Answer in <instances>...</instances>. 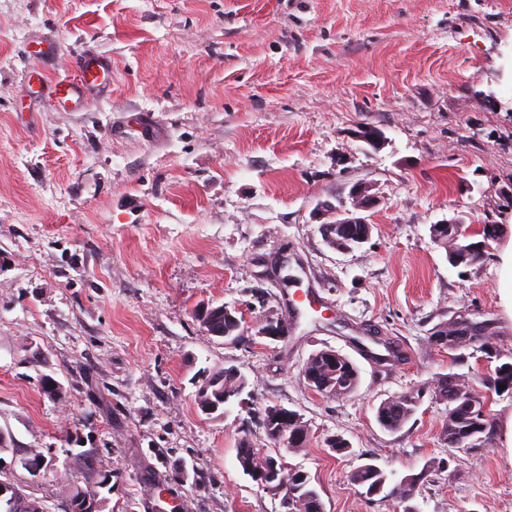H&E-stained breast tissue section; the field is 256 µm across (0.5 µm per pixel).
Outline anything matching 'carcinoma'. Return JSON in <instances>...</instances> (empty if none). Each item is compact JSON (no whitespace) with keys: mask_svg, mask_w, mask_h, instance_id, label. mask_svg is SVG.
Returning a JSON list of instances; mask_svg holds the SVG:
<instances>
[{"mask_svg":"<svg viewBox=\"0 0 512 512\" xmlns=\"http://www.w3.org/2000/svg\"><path fill=\"white\" fill-rule=\"evenodd\" d=\"M321 231L326 243L339 252L353 250L357 247L358 238L370 234L371 228L361 224H323ZM430 232L434 242L447 249L451 265L468 267L483 261L488 241L498 236L499 228L495 224L484 225L482 239L477 242L459 224H433ZM201 324L208 331L226 328L236 333V336H241L240 321L227 319L220 305L206 309ZM496 338L494 319H468L461 315L438 324L430 332V344L441 351H448L456 363L467 361L465 350L469 348L481 352L486 359L499 361L494 372L483 377L482 384L486 391L477 393L479 400L476 405L463 401L450 404L444 430L450 448L470 451L488 446L492 439V420L490 415H482L486 395L499 393L501 384L505 385V390L512 392V362L501 360L502 354L496 345ZM304 372L309 387L319 393L324 391L334 396L352 392L359 382V372L353 362L340 353L333 355L326 349L311 354ZM248 385V378L238 369H215L202 381L201 386L205 387V392L196 394V403L200 407L209 404L219 411L224 408V396L238 395ZM455 386H460L459 377L447 375L438 380L434 394L446 400ZM417 402L418 397L412 394L384 400L377 407L376 420L383 429L397 431L414 415ZM237 460L242 470L250 475L257 470H267L274 464L283 467V463L276 458L259 455L248 443L238 448ZM286 476L298 490L293 500L288 502V512H324L321 497L306 472L290 468ZM349 479L354 485L365 489V494L370 496L381 493L387 481L386 475L371 463L354 469ZM111 482L112 475L106 472L75 473L69 483L65 512H103L107 498L99 497V490ZM0 489L7 490L6 496L0 497V512H45L42 500L23 493L14 485L0 482Z\"/></svg>","mask_w":512,"mask_h":512,"instance_id":"cac0c4a2","label":"carcinoma"}]
</instances>
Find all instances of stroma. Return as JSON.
Listing matches in <instances>:
<instances>
[{
  "label": "stroma",
  "instance_id": "1",
  "mask_svg": "<svg viewBox=\"0 0 512 512\" xmlns=\"http://www.w3.org/2000/svg\"><path fill=\"white\" fill-rule=\"evenodd\" d=\"M47 37L59 55L32 56ZM85 47L110 60V92L39 96ZM368 125L382 147L358 140ZM359 182L379 196L371 236L339 253L325 210ZM446 219L498 225L483 262L449 264L430 233ZM511 240L512 0H0V481L64 512L62 464L93 448L109 512H284L239 466L247 441L307 472L325 512H512V393L487 399L489 448L449 452L431 388H480L485 361L427 342L468 313L512 354ZM298 289L316 301L291 304ZM218 305L243 342L206 332L198 313ZM275 313L293 318L285 337L259 338ZM369 329L409 361L360 359L349 395L311 390L309 355H352ZM230 366L242 403L203 413L199 385ZM408 391L413 417L381 428L380 402ZM274 405L302 415L305 448L267 438ZM33 449L50 464L35 476L19 463ZM367 463L391 486L423 479L404 502L369 496L349 480Z\"/></svg>",
  "mask_w": 512,
  "mask_h": 512
}]
</instances>
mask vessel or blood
<instances>
[{
  "label": "vessel or blood",
  "instance_id": "1",
  "mask_svg": "<svg viewBox=\"0 0 512 512\" xmlns=\"http://www.w3.org/2000/svg\"><path fill=\"white\" fill-rule=\"evenodd\" d=\"M75 78L56 80L49 87L56 102L65 103L71 99H89L109 90L112 80V66L108 60L92 51L85 50L74 57Z\"/></svg>",
  "mask_w": 512,
  "mask_h": 512
}]
</instances>
